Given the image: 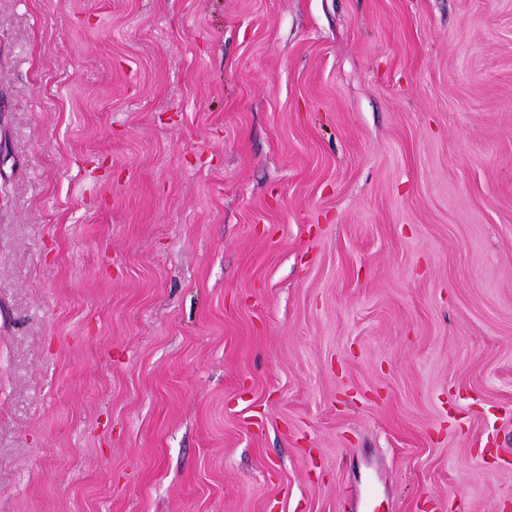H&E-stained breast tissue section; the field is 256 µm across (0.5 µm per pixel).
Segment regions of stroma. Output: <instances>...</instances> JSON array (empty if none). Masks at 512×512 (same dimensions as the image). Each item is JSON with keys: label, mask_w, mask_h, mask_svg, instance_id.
Segmentation results:
<instances>
[{"label": "stroma", "mask_w": 512, "mask_h": 512, "mask_svg": "<svg viewBox=\"0 0 512 512\" xmlns=\"http://www.w3.org/2000/svg\"><path fill=\"white\" fill-rule=\"evenodd\" d=\"M512 512V0H0V512Z\"/></svg>", "instance_id": "stroma-1"}]
</instances>
